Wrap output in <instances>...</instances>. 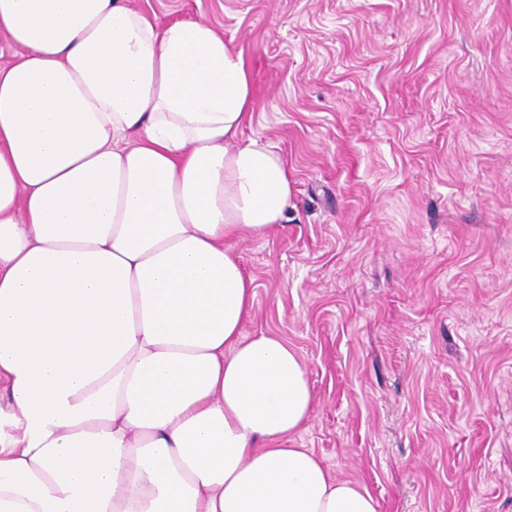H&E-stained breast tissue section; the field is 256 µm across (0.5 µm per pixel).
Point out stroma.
I'll return each instance as SVG.
<instances>
[{"instance_id":"1","label":"stroma","mask_w":512,"mask_h":512,"mask_svg":"<svg viewBox=\"0 0 512 512\" xmlns=\"http://www.w3.org/2000/svg\"><path fill=\"white\" fill-rule=\"evenodd\" d=\"M203 19L295 210L237 247L246 335L300 355L295 445L378 512H512V0H128Z\"/></svg>"}]
</instances>
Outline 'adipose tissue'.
<instances>
[{
    "mask_svg": "<svg viewBox=\"0 0 512 512\" xmlns=\"http://www.w3.org/2000/svg\"><path fill=\"white\" fill-rule=\"evenodd\" d=\"M0 36V512H378L243 331L293 189L242 50L124 0H0Z\"/></svg>",
    "mask_w": 512,
    "mask_h": 512,
    "instance_id": "ef3b65f1",
    "label": "adipose tissue"
}]
</instances>
